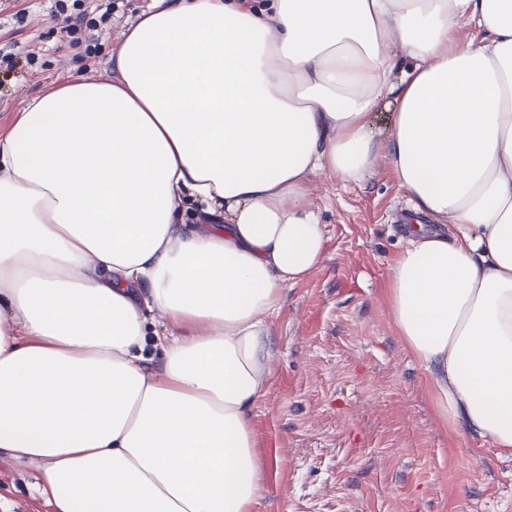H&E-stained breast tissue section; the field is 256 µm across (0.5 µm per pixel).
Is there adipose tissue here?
<instances>
[{
  "label": "adipose tissue",
  "instance_id": "obj_1",
  "mask_svg": "<svg viewBox=\"0 0 512 512\" xmlns=\"http://www.w3.org/2000/svg\"><path fill=\"white\" fill-rule=\"evenodd\" d=\"M116 69L0 138V451L57 512H257L270 321L327 250L307 181L382 157L441 220L392 326L441 424L512 455V0H153Z\"/></svg>",
  "mask_w": 512,
  "mask_h": 512
}]
</instances>
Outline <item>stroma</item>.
I'll return each mask as SVG.
<instances>
[{
  "label": "stroma",
  "mask_w": 512,
  "mask_h": 512,
  "mask_svg": "<svg viewBox=\"0 0 512 512\" xmlns=\"http://www.w3.org/2000/svg\"><path fill=\"white\" fill-rule=\"evenodd\" d=\"M151 0H118L89 62L60 40L55 0H0V137L35 96L90 74L117 76L129 26ZM36 58H27V51ZM328 236L321 267L285 292L274 319L273 380L253 412L268 472L259 512H512V456L449 434L425 372L391 327L387 277L414 212L387 163L364 182L314 175ZM42 463L0 452V512H56Z\"/></svg>",
  "instance_id": "1"
}]
</instances>
